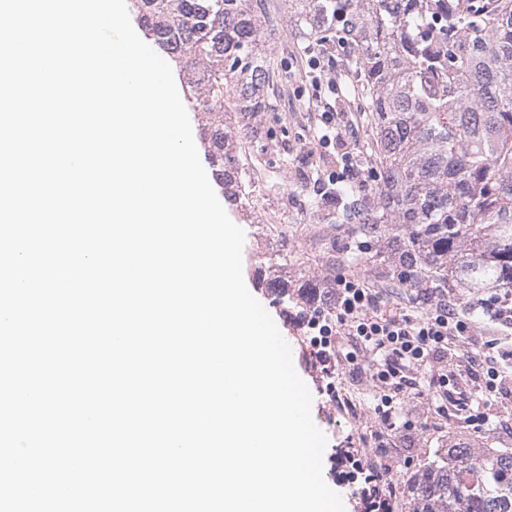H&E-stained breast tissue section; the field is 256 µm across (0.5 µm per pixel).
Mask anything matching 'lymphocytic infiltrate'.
Masks as SVG:
<instances>
[{"label": "lymphocytic infiltrate", "instance_id": "f902f5d3", "mask_svg": "<svg viewBox=\"0 0 512 512\" xmlns=\"http://www.w3.org/2000/svg\"><path fill=\"white\" fill-rule=\"evenodd\" d=\"M416 294L423 304L408 310L381 299L360 278L340 275L295 319L311 348L312 367L327 380L329 401H337L336 383L344 378L367 382L378 394L374 433L358 431L357 448L336 458L363 512H395L400 450L392 439L398 427H414L409 420L398 423L399 405L416 402L444 413L457 393L455 378L448 376L452 370L477 385L474 403L460 404L470 425L489 424L487 404L512 400V340H486L482 354L462 357L458 345L470 335L469 313L459 311L447 294L426 288ZM424 371L430 374L425 392L417 381Z\"/></svg>", "mask_w": 512, "mask_h": 512}]
</instances>
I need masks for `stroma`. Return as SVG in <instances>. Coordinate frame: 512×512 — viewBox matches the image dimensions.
<instances>
[{
    "instance_id": "35a3bbf8",
    "label": "stroma",
    "mask_w": 512,
    "mask_h": 512,
    "mask_svg": "<svg viewBox=\"0 0 512 512\" xmlns=\"http://www.w3.org/2000/svg\"><path fill=\"white\" fill-rule=\"evenodd\" d=\"M265 47L275 61L276 73L284 79L283 109L255 117L257 126L271 130V142L247 139L239 142L238 152L248 167L249 178L242 191L244 204L227 207L230 219L245 232L242 251L243 277L250 293L268 311L280 331L295 336L296 330L280 308L274 307L265 289L256 284L259 269L287 262L292 273L312 271L323 273L324 257H337L336 271L353 274L378 289L383 299L411 303L413 294L406 287H384L389 255L369 254L367 259L344 262L350 245L358 239L348 224L329 228L316 221L309 206L311 197L321 188L319 178L326 168L335 164L333 157L319 158L313 141L320 120V110L309 101V56L304 44L293 38L286 24H279L266 37ZM335 193V186L325 188ZM303 346L293 349L297 373L312 390L311 414L317 427L325 434L328 448H342L346 438L355 434L358 423H351L334 410L324 407L317 396V382L312 381ZM416 427L411 432L409 454L415 466H423L442 456L451 448H512V419L507 424H493L480 430L466 426L461 418L427 414L424 406L413 410Z\"/></svg>"
}]
</instances>
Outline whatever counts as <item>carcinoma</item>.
I'll list each match as a JSON object with an SVG mask.
<instances>
[{
	"instance_id": "carcinoma-1",
	"label": "carcinoma",
	"mask_w": 512,
	"mask_h": 512,
	"mask_svg": "<svg viewBox=\"0 0 512 512\" xmlns=\"http://www.w3.org/2000/svg\"><path fill=\"white\" fill-rule=\"evenodd\" d=\"M140 25L178 68L199 107L201 140L224 196L246 178L229 141L257 136L272 67L260 49L272 19L253 0H134ZM291 30L336 49L372 135L368 186L325 223L356 224L382 242L388 276L459 287L473 299L512 295V0H288ZM239 118L229 125L227 114ZM270 266L259 285L283 311L325 282ZM410 512H512V450L450 448L408 478Z\"/></svg>"
}]
</instances>
